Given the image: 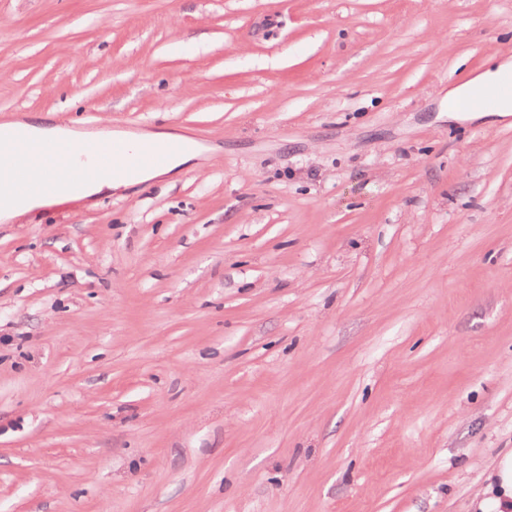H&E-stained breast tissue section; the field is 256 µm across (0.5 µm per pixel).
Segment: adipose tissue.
I'll list each match as a JSON object with an SVG mask.
<instances>
[{"instance_id":"obj_1","label":"adipose tissue","mask_w":512,"mask_h":512,"mask_svg":"<svg viewBox=\"0 0 512 512\" xmlns=\"http://www.w3.org/2000/svg\"><path fill=\"white\" fill-rule=\"evenodd\" d=\"M21 130L26 140L25 145L17 147L16 154L25 160L31 167H39L41 164V149L51 146L58 152H69L74 144L73 131L64 129L58 125L44 122L36 116L28 117L23 123L6 122L0 124V132L12 133ZM116 141L129 146H137L143 143H152L164 146L170 143L180 144V151L169 156L168 160L159 166H144L134 175H107L86 183L78 188H71L67 182H59L53 192H33L18 199H5L0 201V220L12 222L27 213L43 207L48 198L66 199L69 196H77L80 199L93 198L108 194L130 186L160 180H175L190 163L196 160L199 152L192 137L170 131L149 132L137 137H130L119 133Z\"/></svg>"}]
</instances>
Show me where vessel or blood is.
<instances>
[{"instance_id":"1","label":"vessel or blood","mask_w":512,"mask_h":512,"mask_svg":"<svg viewBox=\"0 0 512 512\" xmlns=\"http://www.w3.org/2000/svg\"><path fill=\"white\" fill-rule=\"evenodd\" d=\"M512 99V75L507 76L495 85H492L476 95L464 100L467 108L489 107L497 101ZM165 150L151 144H144L134 152L127 153L120 146L101 142L96 150L92 162H79L70 168H63V160L55 150H48L46 163L51 172L42 178H33L25 165L18 164L6 169L4 177L0 178V198L15 196L33 189L47 191L55 184L54 173L59 169H66L69 184L77 185L98 175L101 170L109 169L115 172H132L143 165H157L164 161Z\"/></svg>"}]
</instances>
